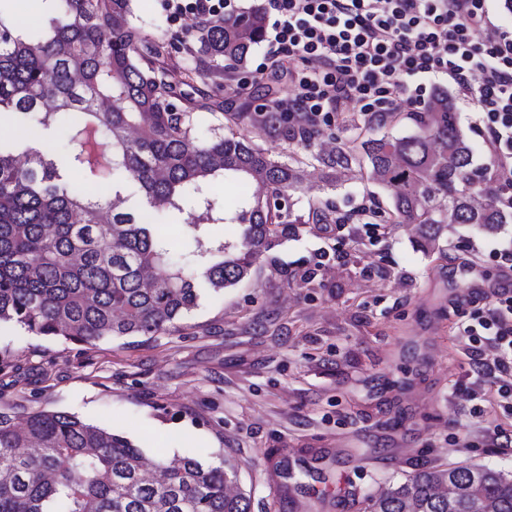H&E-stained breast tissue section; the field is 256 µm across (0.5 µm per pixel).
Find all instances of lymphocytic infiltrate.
Segmentation results:
<instances>
[{"instance_id": "obj_1", "label": "lymphocytic infiltrate", "mask_w": 512, "mask_h": 512, "mask_svg": "<svg viewBox=\"0 0 512 512\" xmlns=\"http://www.w3.org/2000/svg\"><path fill=\"white\" fill-rule=\"evenodd\" d=\"M265 12L272 23L258 71L272 80L287 70L295 92L261 100L258 115L310 135L360 118L381 124L396 100L425 104L435 81L448 79L475 107L491 158L486 180L512 208V29L494 22L487 0H266ZM453 332L468 368L452 394L473 401L488 447L512 444L495 420L512 409V290L493 293Z\"/></svg>"}]
</instances>
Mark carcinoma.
Masks as SVG:
<instances>
[{
	"mask_svg": "<svg viewBox=\"0 0 512 512\" xmlns=\"http://www.w3.org/2000/svg\"><path fill=\"white\" fill-rule=\"evenodd\" d=\"M46 26L27 30L0 15V113L67 130L65 155L46 147L27 166L0 152V323L34 336L92 343L153 337L198 306L203 291L236 287L278 243L296 235L282 220L302 170L223 127L200 134L197 107L177 106V77L141 50L132 0H43ZM259 5L194 27L195 70L246 62L264 38ZM417 130L368 138L361 149L374 183L393 190L390 216L416 228V248L443 253L448 232L494 233L512 212L482 194L474 147L451 97L435 93ZM334 182L351 153L317 157ZM259 186L232 207L203 192L217 177ZM116 181L139 185L149 209L122 207ZM182 215L195 241L211 224H236V239L212 242L191 261L174 256L153 213ZM143 453L127 438L67 412L33 411L25 425L0 409V512H250V496L223 460L164 464L147 480ZM368 512H512V478L486 466L419 469Z\"/></svg>",
	"mask_w": 512,
	"mask_h": 512,
	"instance_id": "cac0c4a2",
	"label": "carcinoma"
}]
</instances>
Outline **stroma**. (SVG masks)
<instances>
[{"mask_svg": "<svg viewBox=\"0 0 512 512\" xmlns=\"http://www.w3.org/2000/svg\"><path fill=\"white\" fill-rule=\"evenodd\" d=\"M133 22L159 47L164 67L186 74L194 45L174 44L193 19L171 21L165 0H132ZM245 67L188 77L196 102L223 101L232 115L201 112L203 126L245 134L305 171L292 193L305 222L221 294L202 295L170 332L106 337L83 344L25 336L0 326V407L17 419L64 411L127 437L157 464L192 456L229 458L251 512H364L366 499L418 468L480 464L512 472V448L487 447L465 398L453 397L464 346L451 332L480 313L507 277L489 256L512 244V223L494 234L460 226L445 254L425 256L413 226L388 224L391 193L367 178L356 152L338 184L313 160L366 138L414 130L412 108L392 121L325 130L311 143L271 129L239 94ZM68 149L65 131L0 116V149L25 159L26 146ZM328 213L330 222L318 221ZM377 225L369 237L357 224ZM481 265L478 288L461 258Z\"/></svg>", "mask_w": 512, "mask_h": 512, "instance_id": "35a3bbf8", "label": "stroma"}]
</instances>
